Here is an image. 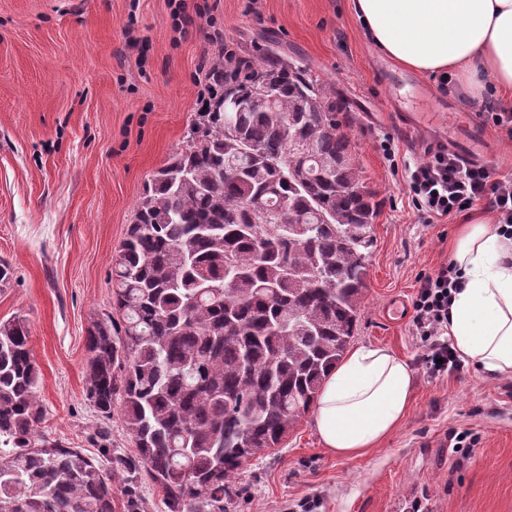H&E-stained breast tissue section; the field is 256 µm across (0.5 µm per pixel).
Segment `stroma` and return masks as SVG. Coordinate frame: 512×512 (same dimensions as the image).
<instances>
[{
	"label": "stroma",
	"instance_id": "stroma-1",
	"mask_svg": "<svg viewBox=\"0 0 512 512\" xmlns=\"http://www.w3.org/2000/svg\"><path fill=\"white\" fill-rule=\"evenodd\" d=\"M351 0H0V320L26 319L40 372L42 431L100 458L101 418L87 398L88 328L112 300V257L153 175L184 145L212 62L224 50L284 52L347 103L345 130L381 203L353 346L413 365L403 422L353 457L325 448L306 415L276 453L242 467L224 512H512V378L463 363L433 378L412 332L419 279L450 259L462 216L424 223L404 169L426 158L455 118L481 128L485 161L512 177V137L487 121L493 88L414 73L368 38ZM184 4L175 20L176 4ZM426 86L432 100L416 97ZM444 106L437 134L400 131L394 111ZM394 140V158L381 148ZM477 442L456 451L451 435Z\"/></svg>",
	"mask_w": 512,
	"mask_h": 512
}]
</instances>
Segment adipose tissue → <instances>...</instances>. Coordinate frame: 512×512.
I'll list each match as a JSON object with an SVG mask.
<instances>
[{
  "label": "adipose tissue",
  "mask_w": 512,
  "mask_h": 512,
  "mask_svg": "<svg viewBox=\"0 0 512 512\" xmlns=\"http://www.w3.org/2000/svg\"><path fill=\"white\" fill-rule=\"evenodd\" d=\"M375 45L421 75L453 74L472 93L493 86L512 103V0H352ZM464 286L448 341L486 376L512 377V239L468 217L451 246ZM415 389L408 362L384 347L349 353L324 382L314 419L323 445L347 457L378 445L405 418Z\"/></svg>",
  "instance_id": "adipose-tissue-1"
}]
</instances>
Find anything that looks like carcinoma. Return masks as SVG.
Returning <instances> with one entry per match:
<instances>
[{"label":"carcinoma","instance_id":"carcinoma-1","mask_svg":"<svg viewBox=\"0 0 512 512\" xmlns=\"http://www.w3.org/2000/svg\"><path fill=\"white\" fill-rule=\"evenodd\" d=\"M209 79L218 94L141 200L87 338L88 397L120 411V465L168 512H224L243 464L317 404L357 333L380 207L343 98L308 67L226 50ZM266 83L274 109L224 111ZM38 384L26 320H0V512H114L112 476L39 431Z\"/></svg>","mask_w":512,"mask_h":512}]
</instances>
